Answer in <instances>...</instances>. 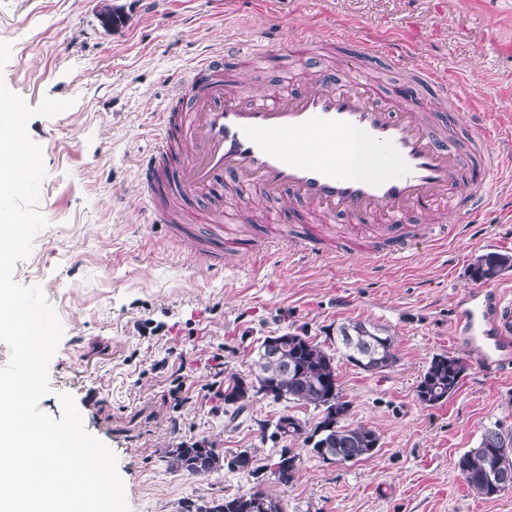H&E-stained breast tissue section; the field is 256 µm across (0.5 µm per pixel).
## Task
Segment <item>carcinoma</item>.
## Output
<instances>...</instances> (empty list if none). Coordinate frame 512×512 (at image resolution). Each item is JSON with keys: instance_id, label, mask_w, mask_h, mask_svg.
I'll return each instance as SVG.
<instances>
[{"instance_id": "1", "label": "carcinoma", "mask_w": 512, "mask_h": 512, "mask_svg": "<svg viewBox=\"0 0 512 512\" xmlns=\"http://www.w3.org/2000/svg\"><path fill=\"white\" fill-rule=\"evenodd\" d=\"M510 268L511 255L489 252L471 264L469 275L477 282H489ZM336 352L348 363L370 373L381 372L395 361L392 337L383 336L380 329L360 322L339 328ZM465 371L466 364L461 358L434 355L416 387L418 400L427 407L443 404L456 393ZM265 386L272 387L290 403L312 404L322 409L323 420L314 429L318 433L317 440L305 437V443L312 444L314 456L327 454L346 463L377 453L380 437L375 430L364 426L352 428L329 419L332 413L347 415L351 403L344 399L340 389L335 356L308 337L290 336L288 348L276 356L266 348H259L250 374L229 379L224 389V403L236 406L235 413L238 414L257 398L256 390ZM504 455L512 460V447H504L503 431L497 426L486 428L478 448L465 452L458 459V468L467 486L486 499L512 489V465L496 467L497 459ZM169 459L172 467L191 475L209 474L223 466L254 476L261 472L254 466L253 456L247 450L227 457L200 442L180 444L169 452ZM299 462V456L283 448L267 469L276 482L286 486L294 480ZM186 512H284V507L279 499L257 489L226 495L224 502L210 507L205 503H191Z\"/></svg>"}]
</instances>
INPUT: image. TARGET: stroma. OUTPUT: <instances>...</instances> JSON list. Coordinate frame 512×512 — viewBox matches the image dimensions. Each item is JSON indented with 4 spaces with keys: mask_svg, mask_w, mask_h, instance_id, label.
Listing matches in <instances>:
<instances>
[{
    "mask_svg": "<svg viewBox=\"0 0 512 512\" xmlns=\"http://www.w3.org/2000/svg\"><path fill=\"white\" fill-rule=\"evenodd\" d=\"M271 20L306 36L312 56L341 77L360 71L390 94L418 68L446 73L462 111L485 113L497 151H512V0H0V81L32 108L48 97L71 102L27 123L42 149L37 209L47 224L14 278L40 287L63 326L39 407L58 419L61 395L73 398L87 433L114 454L130 512H185L256 486L286 512H512V490L478 497L457 466L485 428L512 432V373L465 358L447 402L428 407L416 396L434 355L465 357L454 332L457 303L476 286L474 258L512 254V169L478 183L490 205L468 236L380 269L342 246L324 260L247 256L216 274L147 220L137 171L175 78L225 43L262 42ZM340 24L352 40L406 47L407 69L358 64L350 48L326 46ZM310 58L285 54L240 71L242 99L269 90L274 72L291 89L315 88ZM246 209L240 230L257 238L269 217L298 206L256 193ZM354 322L394 340L396 361L383 372L337 361L351 403L345 422L377 432L374 456L328 464L303 439L270 438L285 414L314 431L322 412L310 405L260 399L226 413L230 377L248 374L266 337L295 332L326 347ZM194 441L249 450L261 472L172 468L167 449ZM285 447L302 463L283 486L264 466Z\"/></svg>",
    "mask_w": 512,
    "mask_h": 512,
    "instance_id": "35a3bbf8",
    "label": "stroma"
}]
</instances>
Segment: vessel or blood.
I'll return each mask as SVG.
<instances>
[{"label": "vessel or blood", "mask_w": 512, "mask_h": 512, "mask_svg": "<svg viewBox=\"0 0 512 512\" xmlns=\"http://www.w3.org/2000/svg\"><path fill=\"white\" fill-rule=\"evenodd\" d=\"M351 44L359 58L405 65L406 49L383 50L360 40ZM284 52L307 56L311 49L308 40L287 39L272 23L266 42L225 45L179 81L139 173L154 222L167 225L182 249L202 255L215 271L246 252L328 257L326 244L316 236L290 242L239 238L227 246L186 223L182 201L226 174L242 196L258 190L268 198L288 197L310 217L349 218L351 239L384 241V250L357 254L377 267L413 256L420 244H443V237L425 238L411 222L414 214L434 213L440 202H447L453 220L450 235L469 230L488 206L475 181L502 168L505 160L491 147L484 113L461 111L446 75L420 71L442 102L438 112L402 105L375 86L338 79L326 69L318 72L319 86L307 92L273 89L246 104L230 91L237 71ZM309 137L316 142L312 152L305 147ZM459 331L462 345L481 365L512 366V301L498 289L468 292L459 305Z\"/></svg>", "instance_id": "obj_1"}]
</instances>
